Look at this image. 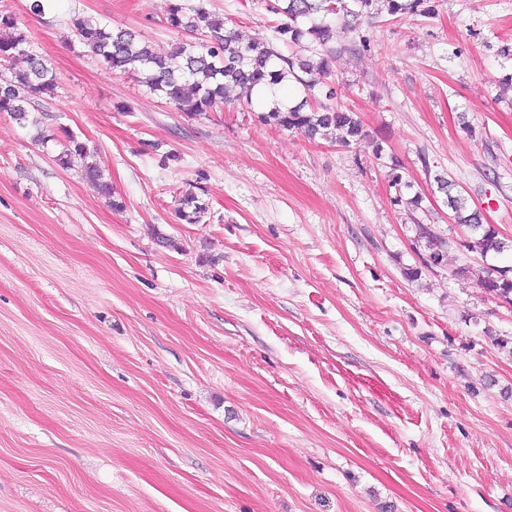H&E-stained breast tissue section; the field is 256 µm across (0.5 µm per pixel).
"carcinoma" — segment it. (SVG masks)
<instances>
[{"label": "carcinoma", "instance_id": "obj_1", "mask_svg": "<svg viewBox=\"0 0 512 512\" xmlns=\"http://www.w3.org/2000/svg\"><path fill=\"white\" fill-rule=\"evenodd\" d=\"M381 1L387 3L392 14L434 13L427 5L429 0H263L268 11L282 16L275 28V39L313 49L316 60L311 56L284 55L267 38L242 40L238 33L224 27V19L209 11L204 0H197L194 5L186 0H168V26L174 32L199 34L201 41L195 44L178 41L163 49L129 29L100 27L80 18L72 20V25L78 40L99 56L107 69L141 75L150 89L189 116L212 112L241 99L249 103L255 88H271L293 79L303 89L302 99L293 106L276 104L261 118L284 130L300 131L311 139H334L348 147L364 137L358 115L330 106L317 108L314 100L319 93L328 99L335 95V90L321 81L327 74L328 58L336 53L329 46L333 21L348 16L372 19ZM16 56L25 58V67L0 78V113L25 122L29 109L54 97L56 78L41 56L30 50L28 36L14 18L0 13V61L8 62ZM177 58L183 59V66L172 65ZM73 155L90 157L86 145L70 135L59 161L66 165ZM83 174L102 195L112 197V186L103 179L96 161L85 163ZM436 182L448 198L454 221L472 233L464 247L482 256L503 252L505 243L493 228L481 222L477 212L468 211L464 195L451 193L448 178L438 176ZM178 214L189 224H199L207 214V205L189 192L180 200ZM422 237L426 239L429 261L439 262L446 242L426 230ZM480 281L487 292L512 303V267L494 273L485 270Z\"/></svg>", "mask_w": 512, "mask_h": 512}]
</instances>
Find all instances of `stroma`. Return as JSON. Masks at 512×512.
<instances>
[{"mask_svg":"<svg viewBox=\"0 0 512 512\" xmlns=\"http://www.w3.org/2000/svg\"><path fill=\"white\" fill-rule=\"evenodd\" d=\"M28 4L0 11L57 89L0 114V512H512V305L477 275L512 265V0L337 30L348 147L243 101L188 116L71 24L165 46L167 0ZM209 7L245 39L281 21ZM70 134L112 198L59 163ZM439 174L503 254L466 249ZM178 209L180 218L189 224H199L207 214V205L199 200L192 191L186 193L180 200Z\"/></svg>","mask_w":512,"mask_h":512,"instance_id":"obj_1","label":"stroma"}]
</instances>
